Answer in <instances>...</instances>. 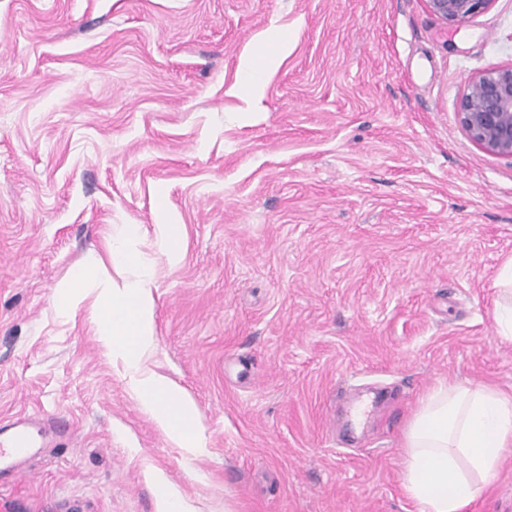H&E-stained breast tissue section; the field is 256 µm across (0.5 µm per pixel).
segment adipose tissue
Listing matches in <instances>:
<instances>
[{
    "instance_id": "adipose-tissue-1",
    "label": "adipose tissue",
    "mask_w": 512,
    "mask_h": 512,
    "mask_svg": "<svg viewBox=\"0 0 512 512\" xmlns=\"http://www.w3.org/2000/svg\"><path fill=\"white\" fill-rule=\"evenodd\" d=\"M139 224L115 225L103 253L92 254L58 289L69 311L85 289L98 292L99 336L121 362L131 395L188 457L201 455L204 430L192 399L172 380L146 366L157 346L152 286L156 265L139 250ZM168 264L182 261L184 225L159 210L152 231ZM512 447V398L472 382H442L420 399L403 437V489L418 512H463Z\"/></svg>"
}]
</instances>
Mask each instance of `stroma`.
<instances>
[{
	"label": "stroma",
	"mask_w": 512,
	"mask_h": 512,
	"mask_svg": "<svg viewBox=\"0 0 512 512\" xmlns=\"http://www.w3.org/2000/svg\"><path fill=\"white\" fill-rule=\"evenodd\" d=\"M279 31L258 99L240 81ZM512 65V0H0V512H417L403 435L441 380L512 395L498 280L512 159L468 82ZM186 227L158 263L153 367L195 402L187 460L131 399L97 293L57 288L115 224ZM464 512H512V447ZM435 16L450 26L468 22L487 12L495 0H427ZM158 221L153 224L158 253L169 265H177L183 259L186 243L184 224L168 217L164 204L157 206ZM30 440L24 430H17L5 439H0V461L1 458L23 455L29 448ZM162 512H187L186 505L179 492L162 479L156 483Z\"/></svg>",
	"instance_id": "1"
}]
</instances>
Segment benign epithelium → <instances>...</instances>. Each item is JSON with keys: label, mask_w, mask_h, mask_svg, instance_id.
Returning <instances> with one entry per match:
<instances>
[{"label": "benign epithelium", "mask_w": 512, "mask_h": 512, "mask_svg": "<svg viewBox=\"0 0 512 512\" xmlns=\"http://www.w3.org/2000/svg\"><path fill=\"white\" fill-rule=\"evenodd\" d=\"M495 0H428L450 26L487 12ZM460 123L472 142L512 159V66L493 67L471 79L458 104Z\"/></svg>", "instance_id": "7a95c632"}]
</instances>
